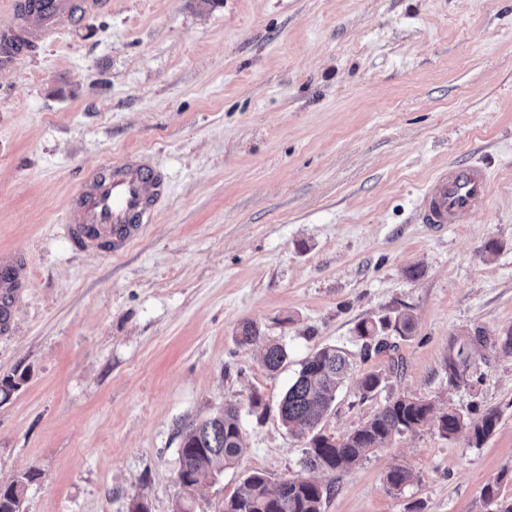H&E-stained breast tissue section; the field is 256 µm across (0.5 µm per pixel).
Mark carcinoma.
<instances>
[{
    "label": "carcinoma",
    "mask_w": 512,
    "mask_h": 512,
    "mask_svg": "<svg viewBox=\"0 0 512 512\" xmlns=\"http://www.w3.org/2000/svg\"><path fill=\"white\" fill-rule=\"evenodd\" d=\"M413 329V321L405 313H399L392 319H364L355 327L361 351L366 357L395 349L396 345L389 344L385 337L393 334L404 338L411 335ZM485 346L512 355V330L492 340L479 329L472 332L462 330L452 336L445 359L448 387L458 389L481 381V377L475 376L477 363L474 354ZM287 359L286 348L278 343L268 345L262 356L265 367L271 372L278 371ZM350 366L349 357L343 350L321 348L302 363L298 376L280 401L282 424L294 435L306 438L304 464L311 470L332 473L349 470L373 450L383 447L392 436L414 431L430 420L432 406L394 398L341 439L318 431L317 426L335 401ZM380 386L379 374L369 372L361 378L359 391L362 397L368 398L377 393ZM499 419V412L495 409L469 420L448 409L438 417L437 429L448 438L465 429L471 445L480 448L494 433ZM179 436L177 480L179 484L194 489L235 465L245 451L240 413L233 406L183 427ZM38 478L37 471L29 470L1 488L0 512H24L27 489ZM410 483L411 473L405 468L395 467L385 475V484L391 490H400ZM323 498L324 489L316 482L291 478L274 489L263 473L253 472L224 501V512H321Z\"/></svg>",
    "instance_id": "1"
}]
</instances>
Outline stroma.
Listing matches in <instances>:
<instances>
[{
  "mask_svg": "<svg viewBox=\"0 0 512 512\" xmlns=\"http://www.w3.org/2000/svg\"><path fill=\"white\" fill-rule=\"evenodd\" d=\"M133 151L169 196L125 252L76 250L63 223L84 172ZM451 164L485 169L486 205L420 223L423 188ZM2 250L27 260L0 332V378L25 377L0 400V484L39 472L25 512H173L179 427L227 405L245 451L190 494L194 512H224L256 471L322 484V512L512 503V480L482 497L512 473V356L485 351L472 389L449 390L444 369L452 334L512 329V0H112L0 72ZM401 312L411 335L361 358L356 324ZM246 322L260 336L242 346ZM269 343L288 350L275 374ZM326 346L354 368L324 434L401 395L495 409L499 425L479 448L428 425L351 470L306 469L279 402ZM369 371L382 384L365 398ZM394 466L413 474L399 491Z\"/></svg>",
  "mask_w": 512,
  "mask_h": 512,
  "instance_id": "obj_1",
  "label": "stroma"
}]
</instances>
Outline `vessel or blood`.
I'll use <instances>...</instances> for the list:
<instances>
[{"mask_svg":"<svg viewBox=\"0 0 512 512\" xmlns=\"http://www.w3.org/2000/svg\"><path fill=\"white\" fill-rule=\"evenodd\" d=\"M14 25L0 31V69L18 70L31 48L53 42L82 16L108 9L110 0H0ZM170 191L165 174L148 154L126 155L89 168L69 201L64 224L70 244L84 251L119 254L153 222L157 205ZM488 178L481 167L451 165L440 171L421 196L424 224H466L485 206ZM22 255L0 253V331H7L23 283Z\"/></svg>","mask_w":512,"mask_h":512,"instance_id":"1","label":"vessel or blood"}]
</instances>
